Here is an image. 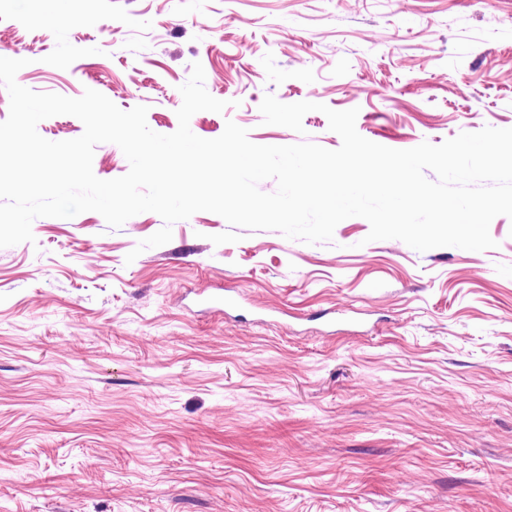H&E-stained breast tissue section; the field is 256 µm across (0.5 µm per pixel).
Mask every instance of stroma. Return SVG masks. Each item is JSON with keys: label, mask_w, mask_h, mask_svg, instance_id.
I'll return each mask as SVG.
<instances>
[{"label": "stroma", "mask_w": 512, "mask_h": 512, "mask_svg": "<svg viewBox=\"0 0 512 512\" xmlns=\"http://www.w3.org/2000/svg\"><path fill=\"white\" fill-rule=\"evenodd\" d=\"M0 0V57L37 92L85 89L178 127L193 63L259 145L335 150L319 111L264 124L265 95L358 109L393 149L512 128V0ZM163 225L34 220L0 248V512H512V219L495 248L308 245L199 212ZM221 288L240 307L215 313Z\"/></svg>", "instance_id": "stroma-1"}]
</instances>
